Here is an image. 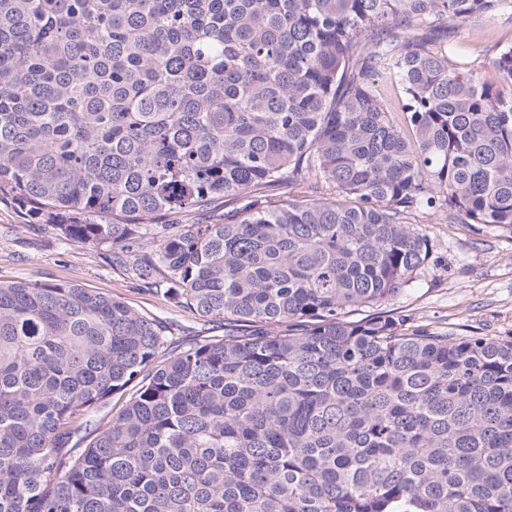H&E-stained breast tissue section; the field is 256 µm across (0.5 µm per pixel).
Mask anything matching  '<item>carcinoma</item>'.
Listing matches in <instances>:
<instances>
[{
  "label": "carcinoma",
  "mask_w": 512,
  "mask_h": 512,
  "mask_svg": "<svg viewBox=\"0 0 512 512\" xmlns=\"http://www.w3.org/2000/svg\"><path fill=\"white\" fill-rule=\"evenodd\" d=\"M497 16L0 0V198L224 320L166 358L171 325L119 299L0 284V512H512V335L381 310L431 258L410 215L512 231V45L487 72L455 40ZM297 183L336 196L265 194ZM129 399L128 392L125 395L117 394L113 396L112 399L108 401V403L100 408L95 414H93L91 417L86 418L85 422L80 431L77 434L76 439H80V445L79 448L85 447L87 443L90 442L94 438V436L98 433L96 430L97 425L100 421L103 423H106L108 420L112 418V414L117 412L122 408V406L125 404V402Z\"/></svg>",
  "instance_id": "obj_1"
}]
</instances>
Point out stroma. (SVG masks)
I'll return each instance as SVG.
<instances>
[{
    "label": "stroma",
    "instance_id": "stroma-1",
    "mask_svg": "<svg viewBox=\"0 0 512 512\" xmlns=\"http://www.w3.org/2000/svg\"><path fill=\"white\" fill-rule=\"evenodd\" d=\"M471 67L483 68L499 47L512 45V19L498 17L464 28ZM415 228L433 246L432 259L413 287L387 309L416 324L457 336L512 334V232L492 224H468L445 214H418ZM72 283L118 298L174 328L175 343L220 338L221 321H204L162 296L135 287L114 271L103 246L64 239L45 223H30L10 199H0V283Z\"/></svg>",
    "mask_w": 512,
    "mask_h": 512
}]
</instances>
